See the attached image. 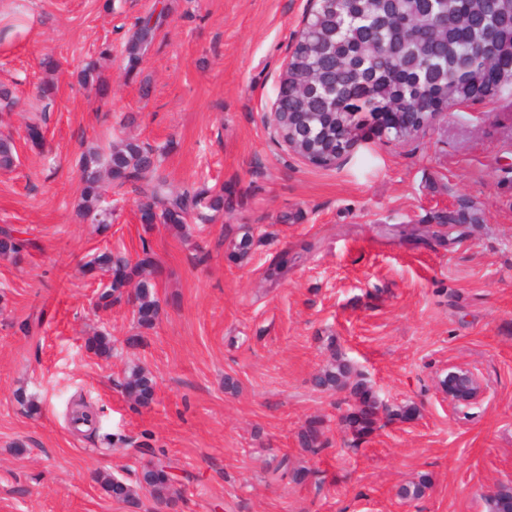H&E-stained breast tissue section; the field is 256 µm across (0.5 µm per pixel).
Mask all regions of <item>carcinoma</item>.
Returning <instances> with one entry per match:
<instances>
[{
  "instance_id": "obj_1",
  "label": "carcinoma",
  "mask_w": 512,
  "mask_h": 512,
  "mask_svg": "<svg viewBox=\"0 0 512 512\" xmlns=\"http://www.w3.org/2000/svg\"><path fill=\"white\" fill-rule=\"evenodd\" d=\"M164 22L160 13L137 23L126 48L128 71H134L153 47ZM109 57V50L101 52V61ZM101 61L87 63L80 72L79 82L88 93L99 92L103 85ZM491 71L512 79V0H315L290 68L279 83L276 131L292 143L294 153L317 157L328 166L336 158L339 118L357 124L362 114L436 112L448 101V88L456 90L457 99L466 101ZM162 155V149L132 139L112 142L106 148L88 147L81 157L77 203L83 219L108 227L112 224V212L104 200L108 189L115 185L135 191L150 184L144 205L148 222L181 229L192 222H210V212L224 209V196L195 185L180 193L170 192L165 182L154 180ZM16 159L13 137L1 133L0 169L12 168ZM16 232L12 225L0 226L1 257L15 260L27 248L29 240L17 238ZM226 240L244 257L253 244V227L240 224ZM83 268L109 281L97 297V306L103 309L122 299L128 281L137 280L132 301L137 324L144 329L154 326L159 300L151 252L143 251L131 264L105 250L84 262ZM315 385L352 391L359 407L344 419L359 435L372 425L366 417L380 414L383 408L364 375L341 353L316 375ZM118 386L128 397L144 402L153 392L154 381L147 370L133 365ZM301 439L310 456L325 451L317 422H308ZM273 474L323 482L317 471L293 466L286 454ZM96 481L117 499H135L131 485L110 474L99 473ZM137 484L165 505L178 494L169 466L160 459L142 466ZM488 504L490 512H506L512 493L497 491L489 496Z\"/></svg>"
}]
</instances>
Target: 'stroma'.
<instances>
[{"label": "stroma", "mask_w": 512, "mask_h": 512, "mask_svg": "<svg viewBox=\"0 0 512 512\" xmlns=\"http://www.w3.org/2000/svg\"><path fill=\"white\" fill-rule=\"evenodd\" d=\"M23 2L25 26L0 12L11 29L0 83L20 99L0 112L18 153L0 169V225L35 246L0 258V512H170L93 478L135 483L154 454L181 491L171 512H487L489 494L512 492V91L470 99L407 141L361 126L354 150L324 167L267 121L309 0ZM159 12L165 24L127 74L135 25ZM107 48L105 91L86 93L79 72ZM49 77L45 114L35 88ZM42 114L39 150L25 128ZM125 137L166 147L158 173L171 190L223 195V211L194 229L207 262L177 230L144 222L143 195H120L104 233L79 215L82 152ZM470 204L483 223L463 221ZM238 224L254 227L243 260L226 241ZM146 247L160 302L149 330L127 300L96 308L99 282L79 269L105 248L134 261ZM282 259L287 273L267 282ZM95 330L111 353L90 347ZM338 353L392 412L355 450L342 419L354 397L314 385ZM132 364L155 381L143 405L116 387ZM458 368L482 383L478 403L457 408L442 392ZM78 399L98 436L71 423ZM312 420L328 447L319 457L299 442ZM105 434L121 444L104 447ZM284 454L324 471L323 487L272 480ZM421 481L420 497L401 496ZM96 481L112 497L126 501H133L135 499L136 491L131 485L122 481H116L111 474L98 473Z\"/></svg>", "instance_id": "35a3bbf8"}]
</instances>
